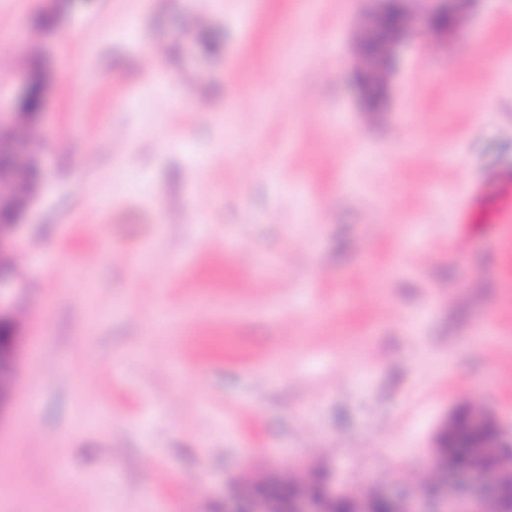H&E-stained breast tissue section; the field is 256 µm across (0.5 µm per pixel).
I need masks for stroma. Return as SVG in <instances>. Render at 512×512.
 <instances>
[{
  "label": "stroma",
  "mask_w": 512,
  "mask_h": 512,
  "mask_svg": "<svg viewBox=\"0 0 512 512\" xmlns=\"http://www.w3.org/2000/svg\"><path fill=\"white\" fill-rule=\"evenodd\" d=\"M447 5L433 31L405 0L373 112L347 66L375 0H0L48 176L0 512H221L301 463L406 495L455 408L512 428V227L457 221L512 170V0ZM488 197L484 183H472L465 191L461 212V223L471 224L474 211L485 206Z\"/></svg>",
  "instance_id": "1"
}]
</instances>
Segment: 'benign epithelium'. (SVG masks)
Wrapping results in <instances>:
<instances>
[{
    "label": "benign epithelium",
    "mask_w": 512,
    "mask_h": 512,
    "mask_svg": "<svg viewBox=\"0 0 512 512\" xmlns=\"http://www.w3.org/2000/svg\"><path fill=\"white\" fill-rule=\"evenodd\" d=\"M381 7L375 26L360 44L358 68L374 70L386 76L398 67L394 45L411 21L403 0H380ZM398 5L400 24L394 30L383 22L390 4ZM25 89L13 100L10 111H0V155L8 159L0 166V331L7 338L0 341V408L10 399L14 388L17 353L22 341L20 323L14 313L12 284L6 272L12 248L11 234L20 224L35 195L17 193V181L31 172L39 175L36 188L44 182V171L38 157L37 138L23 137L20 130L33 127L40 112H30L25 106L28 93L41 88L33 71L23 76ZM461 448H474L480 457L476 466L459 462ZM512 468V432L507 431L493 416L466 407L448 417L438 429L427 468L435 477L427 496L433 509L423 508L421 495L396 498L386 492L367 494L364 489L338 486L331 474L313 464L304 469L313 474L321 471V483L316 486L310 477L302 475L294 491L286 498L273 497L264 488L282 481L277 474L248 478L233 483L224 492V512H335L336 504L345 503L350 512H376V500H381L388 512H512V488L503 484L500 472Z\"/></svg>",
    "instance_id": "7a95c632"
}]
</instances>
